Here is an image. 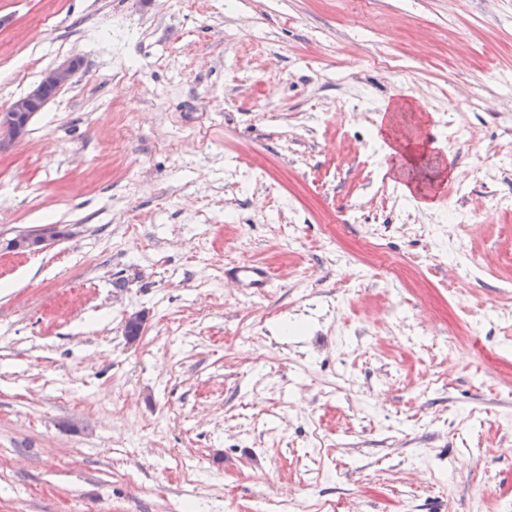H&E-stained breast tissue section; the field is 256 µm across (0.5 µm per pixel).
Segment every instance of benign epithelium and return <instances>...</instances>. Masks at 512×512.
<instances>
[{
	"instance_id": "obj_1",
	"label": "benign epithelium",
	"mask_w": 512,
	"mask_h": 512,
	"mask_svg": "<svg viewBox=\"0 0 512 512\" xmlns=\"http://www.w3.org/2000/svg\"><path fill=\"white\" fill-rule=\"evenodd\" d=\"M81 66L82 60L78 57L58 63L43 73L33 89L0 110V152L23 141L32 117L69 84Z\"/></svg>"
}]
</instances>
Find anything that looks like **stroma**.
<instances>
[{
  "label": "stroma",
  "mask_w": 512,
  "mask_h": 512,
  "mask_svg": "<svg viewBox=\"0 0 512 512\" xmlns=\"http://www.w3.org/2000/svg\"><path fill=\"white\" fill-rule=\"evenodd\" d=\"M0 15V108L83 62L0 154V512H512V0ZM400 90L454 170L414 198L362 142ZM478 145L507 205L429 233ZM224 275L245 292L262 294L271 287V277L266 266L261 263H243L227 266Z\"/></svg>",
  "instance_id": "obj_1"
}]
</instances>
